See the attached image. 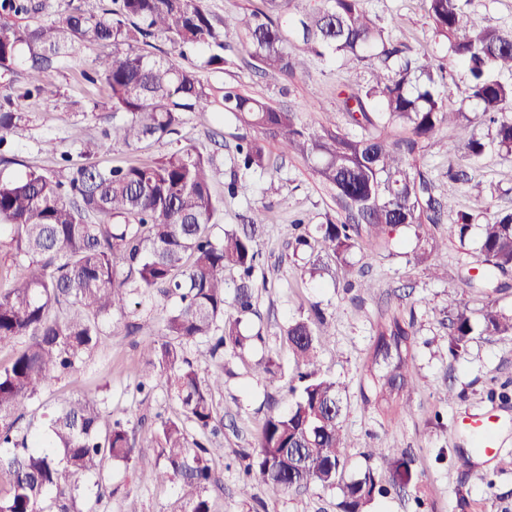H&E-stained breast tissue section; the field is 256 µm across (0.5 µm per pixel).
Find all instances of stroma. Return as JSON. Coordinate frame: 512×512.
Returning <instances> with one entry per match:
<instances>
[{"label": "stroma", "instance_id": "1", "mask_svg": "<svg viewBox=\"0 0 512 512\" xmlns=\"http://www.w3.org/2000/svg\"><path fill=\"white\" fill-rule=\"evenodd\" d=\"M367 9L393 41L405 46L409 57L448 64V50L435 37L422 0H367ZM228 41L232 63L224 71L207 67L201 50L189 56L188 66L212 86L238 84L251 95L291 106L316 127L344 122L345 91L373 80L369 65L340 57L308 58L305 70L288 78L264 75L252 67L242 35L230 33ZM102 53L99 47L86 49L48 74L57 95L48 105L26 102L25 120L8 137V153L16 162L1 165L0 177L16 179L29 168L56 170L64 153L76 163L86 157L112 166L162 158L178 142L220 158L232 152L234 123L218 120L211 112L185 113L176 135L145 142L135 150L120 144L99 149L102 130L112 124V112L102 85L87 80L86 74ZM470 132L467 125L444 129L425 147L420 165L434 178L440 195H455L458 209L474 214L512 209V156L495 147H488L473 162L471 185L449 183L448 155ZM49 140L56 143V153L46 152ZM247 183L244 193L225 198L214 234L222 236L250 208L266 206L268 221L259 240L266 286L259 289L255 313L246 325L248 331H261L263 340L224 355V389L216 396L224 424V456L215 461L213 479L202 491L212 512H340L343 495L338 487L311 485L275 492L257 483L249 495L239 491L241 457L254 453L262 420L269 410H286L294 400L291 388L297 383L299 366L284 331L292 319L310 316L316 308L332 333L318 348V366L340 384L346 406L343 481L364 472L371 448L405 450L413 459L416 479L409 489L376 497L368 512H512V470H500L498 462L499 457L512 455V337L489 336L477 329L464 353L457 357L448 353L449 293L461 292L477 323L489 303L512 312V287L491 294L464 287L467 268L479 267L481 257L474 243H460L444 224L427 245L426 263L410 262L417 240L409 229L391 250L368 246L352 254L350 266L331 261L321 276L310 277L307 259L294 254L291 224L297 218L310 225L325 223L334 210L330 196L296 158L286 160L276 177L256 174ZM434 264L447 267V278L432 275ZM361 277L371 281V288L357 287ZM173 305V299L157 292L134 291L125 313L115 315L106 326L103 343L76 371L52 380L16 424L19 434L34 433L42 426L44 413L74 395L104 401L113 418L128 422L139 453L131 462L107 466L98 479H80L87 493L83 512H127L132 502L138 512L181 510L187 495L182 485L157 486L139 479L142 472L163 463L154 441L156 413L172 415L178 406L164 385L146 396L135 389L137 374ZM395 318L413 326L409 362L414 385L402 393L398 408L390 410L365 400L369 386L364 374L372 362L380 325ZM270 357L279 366V377L271 383L256 373L258 363ZM448 390L456 393L454 402L443 400ZM489 412L499 417L494 460L475 453L471 434L457 425L460 417Z\"/></svg>", "mask_w": 512, "mask_h": 512}]
</instances>
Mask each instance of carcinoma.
<instances>
[{
    "mask_svg": "<svg viewBox=\"0 0 512 512\" xmlns=\"http://www.w3.org/2000/svg\"><path fill=\"white\" fill-rule=\"evenodd\" d=\"M261 2L222 20L204 0H111L100 14L76 6L44 20L45 0H0V72L22 66L27 79L16 97L0 102V143L23 118L21 101L54 97L48 72L87 46L110 45L112 54L95 58L90 80L106 89L112 111L123 117L103 131V142L133 147L175 133L186 112H218L241 130L224 160L227 195L237 196L248 176L271 170L269 143L282 156L303 160L336 206L334 217L316 227L335 262L347 263L366 243L388 250L408 227L423 241L453 214L449 230L460 240L478 230L482 267L466 285L507 287L500 277L512 272V210L479 218L455 209L453 199L437 194L417 157L443 127L461 121L487 126L491 143L512 156V31L467 14L465 0H423L435 35L467 72L462 93L480 106L470 116L447 109L432 64L407 61L397 72H385L402 49L370 18L365 0H320L288 19L286 28L289 0ZM232 30L244 34L252 66L261 73L292 77L310 54L338 53L349 62L377 60L380 66L372 84L350 89L343 99L346 126L316 129L301 113L238 85L215 89L183 64L188 53L204 49L206 65L224 70L231 63L226 38ZM156 38L167 41L179 59L150 52ZM292 38L301 53L288 48ZM462 149L475 160L486 142L474 133ZM215 169L213 155L181 146L153 163H89L53 174L31 169L0 180V223H6L13 250L12 263L0 271L9 282L0 291V346L27 338L0 367V447L8 449L0 456V512H82L77 478L95 476L114 461L127 463L139 452L127 425L85 397L56 407L32 439L15 434L27 403L102 344L105 324L125 311L128 295L139 288H158L176 297L177 305L163 321L162 339L151 348L137 389L160 377L180 407V415L160 418L156 428L164 465L141 480L192 489L210 483L213 461L224 455L215 443V394L224 389L223 368L202 374L187 357V346L201 344L210 359L221 360L250 340L240 324L254 312L262 266L257 240L267 221L265 211L254 208L243 224L215 238L214 223L224 207L211 191ZM228 272L236 274L230 302ZM228 304L236 317L227 316ZM448 307V351L454 356L474 327L460 298L448 295ZM316 328L310 317L288 324L289 347L304 366L299 394L287 411L267 415L258 450L245 456L246 476L279 491L309 484L333 488L343 469L341 392L316 360L317 343L331 333ZM482 332L512 336V313L486 310ZM411 335L412 326L396 319L379 331L365 374L376 400L390 404L412 384ZM188 422L198 437L189 436ZM367 457L390 462L392 486L405 485L410 469L404 457L391 448H371ZM342 490V512H366L382 492L371 466Z\"/></svg>",
    "mask_w": 512,
    "mask_h": 512,
    "instance_id": "carcinoma-1",
    "label": "carcinoma"
}]
</instances>
